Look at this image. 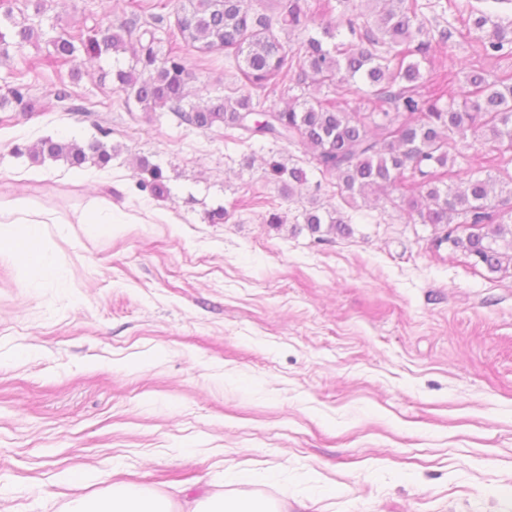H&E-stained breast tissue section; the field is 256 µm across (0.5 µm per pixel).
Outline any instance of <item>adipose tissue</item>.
<instances>
[{
	"instance_id": "obj_1",
	"label": "adipose tissue",
	"mask_w": 512,
	"mask_h": 512,
	"mask_svg": "<svg viewBox=\"0 0 512 512\" xmlns=\"http://www.w3.org/2000/svg\"><path fill=\"white\" fill-rule=\"evenodd\" d=\"M67 512H288L284 503L258 497L206 495L185 499L173 506L166 497L150 493L139 484L116 485L107 494H79Z\"/></svg>"
}]
</instances>
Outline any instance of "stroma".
Returning <instances> with one entry per match:
<instances>
[{"label":"stroma","mask_w":512,"mask_h":512,"mask_svg":"<svg viewBox=\"0 0 512 512\" xmlns=\"http://www.w3.org/2000/svg\"><path fill=\"white\" fill-rule=\"evenodd\" d=\"M150 4L44 0L61 32L154 29L113 58L56 67L42 40L0 55V95H24L0 107V200L54 218L0 224L36 233L45 263L0 253V512H65L69 471L94 494L136 482L178 500L284 497L289 512H512V267L434 247L400 201L350 206L314 176L284 199L260 142L146 119L115 72L150 50L184 57L188 103L246 91L223 50L182 43L189 0H167L159 25ZM480 11L512 23V0L424 10L451 32L459 83L475 65L512 74V57L478 56L462 19ZM47 137L114 156L33 162L25 148ZM142 157L167 196L140 187ZM313 204L352 213L353 235L302 229ZM100 210L111 227L80 223Z\"/></svg>","instance_id":"35a3bbf8"}]
</instances>
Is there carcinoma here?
<instances>
[{
    "label": "carcinoma",
    "instance_id": "carcinoma-1",
    "mask_svg": "<svg viewBox=\"0 0 512 512\" xmlns=\"http://www.w3.org/2000/svg\"><path fill=\"white\" fill-rule=\"evenodd\" d=\"M190 2L177 17L182 42L231 52L249 85L274 96L309 82L327 85L337 95L356 96L363 109L345 112L328 94L296 98L284 109H270L272 119L255 126L249 117L260 104L249 93L206 108L186 106L190 73L184 58L174 53L158 64L150 50L144 71L117 72L120 88L145 110L166 109L198 129L222 125L235 142L301 144L311 151L313 169L336 180L345 202L369 195L389 200L403 189L408 208L421 223L443 229L437 243L462 249L473 265L491 272L512 266V175L499 180L506 195H495L492 178L454 169L456 158L448 153L450 144L472 139L500 152L492 162L512 163V158L505 159L512 152V78L491 81L483 71L473 70L466 75L468 89L455 92L449 89L453 79L448 71L423 75L421 61L445 47L450 34L442 30L436 38L430 35L419 0H360L358 14L347 13L348 0H316L315 13L337 6L341 15L338 25H321L317 36L308 33L310 19L299 0H287L286 11L277 18L252 11L250 0ZM4 20L1 55L40 37L34 25L14 21L10 6ZM275 23L306 32L300 51L288 54L273 34ZM341 26L349 38L337 42ZM471 26L481 33L484 55L512 56V24L482 12L471 19ZM131 33L123 23L99 39L78 32L49 44L59 60L72 59L80 46L100 57L123 50ZM28 155L35 162L63 159L77 169L89 160L103 168L112 159V151L98 139L79 143L48 137L29 148ZM268 166L285 198L308 181L301 166L274 159ZM138 168L144 175L140 187H150L158 198L168 193L158 165L141 159ZM303 220L313 234H353V217L337 209L323 214L313 207L303 213Z\"/></svg>",
    "mask_w": 512,
    "mask_h": 512
}]
</instances>
